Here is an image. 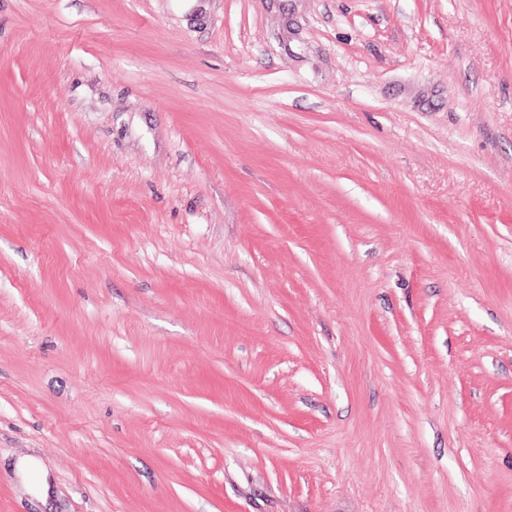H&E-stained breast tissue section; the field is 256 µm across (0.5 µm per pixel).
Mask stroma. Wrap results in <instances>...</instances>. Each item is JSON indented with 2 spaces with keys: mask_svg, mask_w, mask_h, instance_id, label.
I'll list each match as a JSON object with an SVG mask.
<instances>
[{
  "mask_svg": "<svg viewBox=\"0 0 512 512\" xmlns=\"http://www.w3.org/2000/svg\"><path fill=\"white\" fill-rule=\"evenodd\" d=\"M0 512H512V0H0Z\"/></svg>",
  "mask_w": 512,
  "mask_h": 512,
  "instance_id": "1",
  "label": "stroma"
}]
</instances>
